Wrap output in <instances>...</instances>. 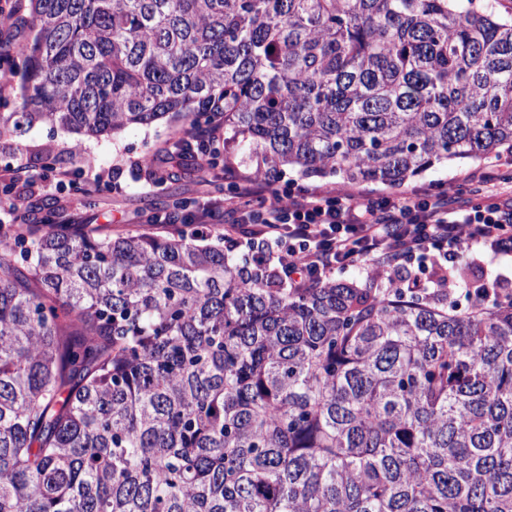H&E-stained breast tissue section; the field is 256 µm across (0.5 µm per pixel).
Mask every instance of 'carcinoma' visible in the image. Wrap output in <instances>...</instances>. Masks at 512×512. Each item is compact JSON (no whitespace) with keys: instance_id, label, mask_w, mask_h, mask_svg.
<instances>
[{"instance_id":"carcinoma-1","label":"carcinoma","mask_w":512,"mask_h":512,"mask_svg":"<svg viewBox=\"0 0 512 512\" xmlns=\"http://www.w3.org/2000/svg\"><path fill=\"white\" fill-rule=\"evenodd\" d=\"M19 111L224 129L336 184L512 145L500 0H28ZM73 224L0 234V512H512V303Z\"/></svg>"}]
</instances>
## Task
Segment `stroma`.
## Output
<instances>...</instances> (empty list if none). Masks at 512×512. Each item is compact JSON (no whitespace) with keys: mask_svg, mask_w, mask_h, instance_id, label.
Instances as JSON below:
<instances>
[{"mask_svg":"<svg viewBox=\"0 0 512 512\" xmlns=\"http://www.w3.org/2000/svg\"><path fill=\"white\" fill-rule=\"evenodd\" d=\"M183 124L182 119L160 120L150 126H133L117 134L98 139H79L77 134L58 126L37 123L26 127L22 134L0 140V157L10 158L13 146H21L23 159L32 173H44L48 160L45 148H53L57 159H65L74 142H82L83 151L90 157V173H105L114 166H122L120 178L122 188L113 193H101L93 198H85L81 189L82 176H75L71 184L62 189H49L35 185L29 198L30 216L41 220L46 215L58 213L77 216L83 219H95L98 234L140 233L165 235V233L192 235L195 230L191 224H176L163 228L150 224L149 216L169 211L174 199L195 198L202 186H209L215 194L228 192L229 179L223 170L201 169L187 174L176 182H163L159 187L145 189V180L150 172H163L165 164H156L153 170L128 167L127 162L144 154L165 155L171 139ZM499 273L503 280H512V257H500L494 261L470 260L465 265V278L461 287L453 291L447 303L464 310L470 301L466 291L481 282L490 273Z\"/></svg>","mask_w":512,"mask_h":512,"instance_id":"stroma-1","label":"stroma"}]
</instances>
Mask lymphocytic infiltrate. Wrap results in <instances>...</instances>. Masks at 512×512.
I'll return each instance as SVG.
<instances>
[{"instance_id":"lymphocytic-infiltrate-1","label":"lymphocytic infiltrate","mask_w":512,"mask_h":512,"mask_svg":"<svg viewBox=\"0 0 512 512\" xmlns=\"http://www.w3.org/2000/svg\"><path fill=\"white\" fill-rule=\"evenodd\" d=\"M201 108L207 120L183 136L176 166L194 164L224 144L223 99ZM467 180L476 189L469 197L439 184L362 195L276 176L242 178L230 195L150 221L223 226L225 241L246 247L262 276L299 293L358 265L378 275L434 268L446 277L464 258L512 254V150L495 152ZM445 277L439 287H446Z\"/></svg>"}]
</instances>
